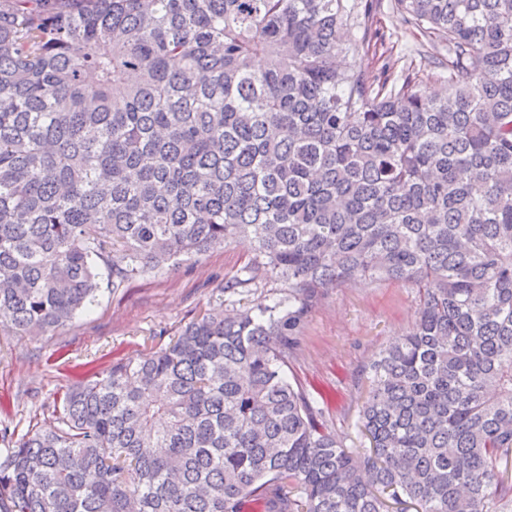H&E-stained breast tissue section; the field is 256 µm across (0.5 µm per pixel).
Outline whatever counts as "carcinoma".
I'll return each instance as SVG.
<instances>
[{"label":"carcinoma","mask_w":512,"mask_h":512,"mask_svg":"<svg viewBox=\"0 0 512 512\" xmlns=\"http://www.w3.org/2000/svg\"><path fill=\"white\" fill-rule=\"evenodd\" d=\"M450 93L377 79L350 0H0V331L239 237L288 296L89 371L0 512H512V0H397ZM409 283L361 460L286 374L324 289Z\"/></svg>","instance_id":"cac0c4a2"}]
</instances>
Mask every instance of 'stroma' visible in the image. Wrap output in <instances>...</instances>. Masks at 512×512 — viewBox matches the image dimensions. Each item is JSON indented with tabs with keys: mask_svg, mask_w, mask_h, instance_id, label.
Instances as JSON below:
<instances>
[{
	"mask_svg": "<svg viewBox=\"0 0 512 512\" xmlns=\"http://www.w3.org/2000/svg\"><path fill=\"white\" fill-rule=\"evenodd\" d=\"M374 26L391 53L394 71H408L430 88L446 87L448 52L416 29L394 0H381ZM252 256L248 241L214 248L114 290L102 286L96 302L71 324L46 336L0 334V429L24 434L47 427V405L86 367L105 368L168 343L200 311L222 301L225 281L240 279ZM412 285L374 280L328 288L303 319L297 358L287 369L316 398L323 421L347 448L368 447L358 419L371 381V364L395 337L412 327Z\"/></svg>",
	"mask_w": 512,
	"mask_h": 512,
	"instance_id": "35a3bbf8",
	"label": "stroma"
}]
</instances>
